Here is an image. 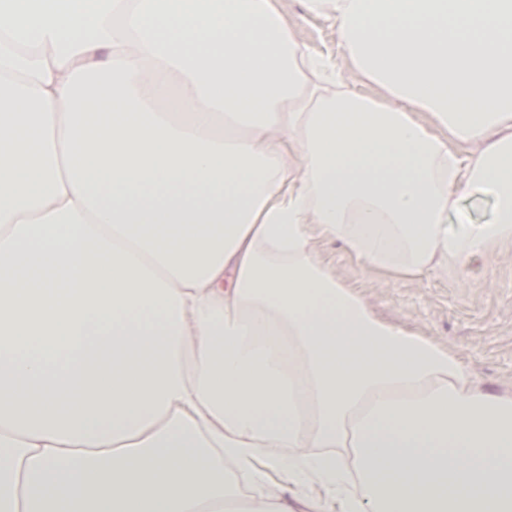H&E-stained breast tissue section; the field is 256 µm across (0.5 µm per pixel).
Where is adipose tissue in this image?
I'll use <instances>...</instances> for the list:
<instances>
[{"label": "adipose tissue", "mask_w": 512, "mask_h": 512, "mask_svg": "<svg viewBox=\"0 0 512 512\" xmlns=\"http://www.w3.org/2000/svg\"><path fill=\"white\" fill-rule=\"evenodd\" d=\"M302 2L346 66L283 0H0V512H512V391L315 248L512 241V0ZM285 6L298 39L312 52L336 59L340 64L342 60L336 58L339 55L336 22L309 14L302 0H286ZM459 209L466 212L473 220L482 222L490 220L493 201L489 196L471 191L460 199ZM313 481L301 485L297 488L285 486L280 491L282 503L288 509V512H308L307 500L314 495Z\"/></svg>", "instance_id": "obj_1"}]
</instances>
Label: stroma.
Returning <instances> with one entry per match:
<instances>
[{"label": "stroma", "instance_id": "stroma-1", "mask_svg": "<svg viewBox=\"0 0 512 512\" xmlns=\"http://www.w3.org/2000/svg\"><path fill=\"white\" fill-rule=\"evenodd\" d=\"M298 39L328 58L339 54L335 21L285 0ZM322 258L384 316L421 329L449 347L492 391L512 387V245L489 262L391 283L339 245L318 243Z\"/></svg>", "mask_w": 512, "mask_h": 512}]
</instances>
